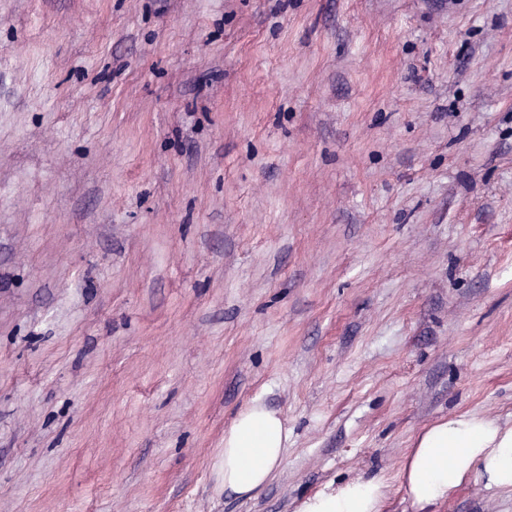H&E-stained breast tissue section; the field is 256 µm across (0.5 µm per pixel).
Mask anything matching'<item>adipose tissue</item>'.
I'll use <instances>...</instances> for the list:
<instances>
[{"instance_id": "ef3b65f1", "label": "adipose tissue", "mask_w": 512, "mask_h": 512, "mask_svg": "<svg viewBox=\"0 0 512 512\" xmlns=\"http://www.w3.org/2000/svg\"><path fill=\"white\" fill-rule=\"evenodd\" d=\"M288 431L260 403L241 411L224 434V487L253 497L282 465ZM403 484L418 512L448 501L463 484L512 491V426L476 415L440 420L416 437L402 466ZM387 494L377 478L358 477L304 500L300 512H379Z\"/></svg>"}]
</instances>
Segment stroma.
<instances>
[{
    "label": "stroma",
    "mask_w": 512,
    "mask_h": 512,
    "mask_svg": "<svg viewBox=\"0 0 512 512\" xmlns=\"http://www.w3.org/2000/svg\"><path fill=\"white\" fill-rule=\"evenodd\" d=\"M459 412L512 425V0H0V512H412ZM288 430L258 402L241 411L224 433V489L251 498L282 465ZM386 494L380 479L358 477L308 497L300 512H379Z\"/></svg>",
    "instance_id": "35a3bbf8"
}]
</instances>
